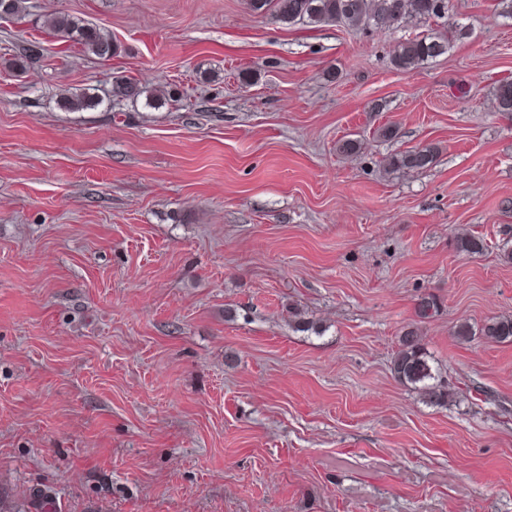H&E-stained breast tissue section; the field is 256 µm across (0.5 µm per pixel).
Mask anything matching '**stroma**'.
Segmentation results:
<instances>
[{"instance_id":"35a3bbf8","label":"stroma","mask_w":512,"mask_h":512,"mask_svg":"<svg viewBox=\"0 0 512 512\" xmlns=\"http://www.w3.org/2000/svg\"><path fill=\"white\" fill-rule=\"evenodd\" d=\"M451 2L387 30L247 0H30L0 20V512L45 489L60 512H512V343L453 334L512 315L494 105L512 18ZM58 13L119 53L55 39ZM451 21L468 37L393 66ZM116 76L179 101L59 108ZM349 137L360 152L337 153ZM429 143L430 168L386 171ZM425 292L444 406L390 372ZM43 24L57 39L81 45L85 52L99 59L108 60L118 53L119 46L112 36L83 18L64 13L47 18ZM449 45V39L439 36L408 39L395 47L392 63L396 69H409L445 53ZM441 304L438 298L433 294H423L417 297L414 311L417 323H424L440 312Z\"/></svg>"}]
</instances>
